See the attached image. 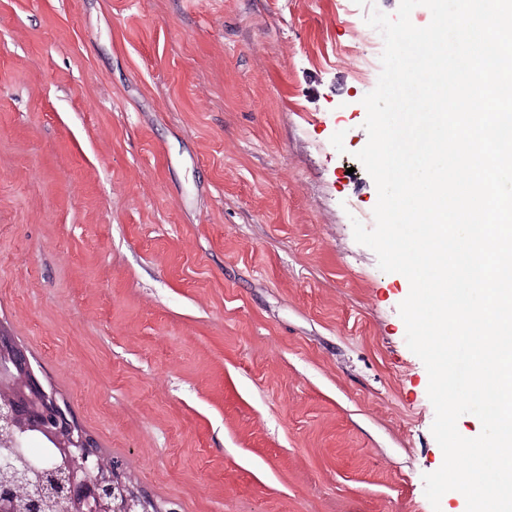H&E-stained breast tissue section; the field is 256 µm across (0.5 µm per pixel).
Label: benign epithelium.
Returning <instances> with one entry per match:
<instances>
[{
  "mask_svg": "<svg viewBox=\"0 0 512 512\" xmlns=\"http://www.w3.org/2000/svg\"><path fill=\"white\" fill-rule=\"evenodd\" d=\"M45 393L25 347L0 324V445L3 435L34 430L70 462L49 471L68 512H149L147 501L122 480L119 466L106 458L97 438L56 397L38 402ZM28 496V470L0 458V512H18L15 503Z\"/></svg>",
  "mask_w": 512,
  "mask_h": 512,
  "instance_id": "7a95c632",
  "label": "benign epithelium"
}]
</instances>
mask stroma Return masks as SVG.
I'll use <instances>...</instances> for the list:
<instances>
[{
    "instance_id": "stroma-1",
    "label": "stroma",
    "mask_w": 512,
    "mask_h": 512,
    "mask_svg": "<svg viewBox=\"0 0 512 512\" xmlns=\"http://www.w3.org/2000/svg\"><path fill=\"white\" fill-rule=\"evenodd\" d=\"M398 6L0 0V323L163 512H433L338 61Z\"/></svg>"
}]
</instances>
